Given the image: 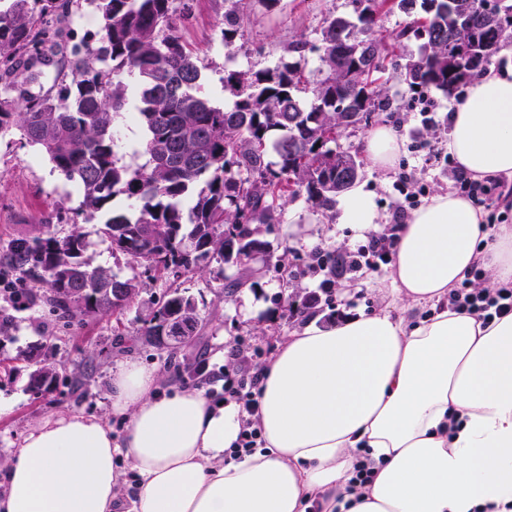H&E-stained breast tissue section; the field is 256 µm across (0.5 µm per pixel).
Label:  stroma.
I'll use <instances>...</instances> for the list:
<instances>
[{
  "label": "stroma",
  "instance_id": "obj_1",
  "mask_svg": "<svg viewBox=\"0 0 512 512\" xmlns=\"http://www.w3.org/2000/svg\"><path fill=\"white\" fill-rule=\"evenodd\" d=\"M226 8L225 0H193L192 15L180 27L184 40L199 57L206 94L222 108L231 107L233 102L224 91L225 71L266 67L291 59V45L316 41L326 16L352 12L350 0H280L272 10L266 9L262 0H242L243 37L239 47L230 51L225 49L222 36ZM465 92L462 86L446 95L433 92L441 110L437 124L426 126L421 122L418 95L398 78H391L384 92L388 107L374 112L369 121L340 138L343 149L361 156L371 127L388 124L398 129L402 148L393 169L375 171L366 166L360 176L376 195L382 222H390L399 197L393 188L399 172L416 171L417 178L408 184L407 191L419 200H427L436 191L452 190L455 164L432 169L426 167L425 158L435 151L447 152V108ZM80 205L74 183L54 171L37 147L20 144L15 134L0 137V246L17 236L35 234L44 226L64 236L78 224L86 235L85 256L91 265L118 278L135 280L140 286L119 324L110 317L67 323L48 308H15L0 298V313L12 319V340L0 349V355L16 358L19 352L41 345L50 336L55 344L54 360L65 365L68 372L87 376L81 400H73L64 384L52 395L39 398L28 388L29 369L25 363L17 361L11 370L0 367V396L15 402L9 413L0 415V460L17 448L22 435L43 418L66 412L104 414L109 406L111 372L124 361L143 362L156 368L166 381L186 384V376L170 365L166 351L147 344L121 345L114 334L118 325L124 333H135L156 304L173 290L192 297L202 318L196 344L178 352L179 363L195 367L205 360L217 374L224 371L225 349L236 341L259 349V357L252 360L257 366L275 355L283 337L305 325L313 322L326 327L336 323L341 312L369 313L382 302L379 281L387 272L383 265L375 270L362 269L353 280L344 282L333 306L318 304L290 315L285 303L288 288L308 295L318 283L307 270L310 254L317 249H350L362 240L349 225L339 223L337 211L318 210L302 196L288 199L279 223L262 231L268 243L270 270L257 287L241 288L232 294L226 287L239 276L235 264L207 260L201 272L158 277L148 266L130 263L125 255L114 252L101 232L99 220H84L79 214Z\"/></svg>",
  "mask_w": 512,
  "mask_h": 512
}]
</instances>
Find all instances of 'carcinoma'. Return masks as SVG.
I'll return each instance as SVG.
<instances>
[{"instance_id": "cac0c4a2", "label": "carcinoma", "mask_w": 512, "mask_h": 512, "mask_svg": "<svg viewBox=\"0 0 512 512\" xmlns=\"http://www.w3.org/2000/svg\"><path fill=\"white\" fill-rule=\"evenodd\" d=\"M224 14V47L242 39L239 3ZM351 0L348 17L328 16L319 43L298 42L291 61L274 67L224 72V91L235 98L224 110L204 91L196 52L178 21L187 0H11L0 10V135L16 129L37 146L53 169L76 183L81 211L105 218L112 250L164 276L194 272L206 259L243 263L229 292L255 286L267 267L250 261L267 250L260 227L279 222L283 202L303 196L328 209L360 178L358 156L335 147L350 127L385 106L383 61L406 42L416 49L395 64L409 88L443 94L457 88L512 42V3L466 0ZM93 7L102 20L98 45L71 44L70 19ZM405 22L391 35L384 17ZM318 55L316 77L307 54ZM55 69L45 88V70ZM137 79L138 123L147 130L145 162H123L113 133L125 111L124 75ZM138 202L137 216L112 213L114 195ZM81 227L66 236L40 231L0 250V271L41 285L12 288L16 305L46 306L60 319L121 316L139 293L131 279L92 268ZM202 318L193 299L178 291L153 311L139 339L166 348L169 360L190 344ZM29 364V388L53 393L70 382L80 398L85 382L40 349L18 356Z\"/></svg>"}]
</instances>
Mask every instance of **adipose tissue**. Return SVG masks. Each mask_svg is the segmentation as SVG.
<instances>
[{
	"mask_svg": "<svg viewBox=\"0 0 512 512\" xmlns=\"http://www.w3.org/2000/svg\"><path fill=\"white\" fill-rule=\"evenodd\" d=\"M365 150L386 171L400 140L378 125ZM448 151L473 178H512V70L454 101ZM339 209L358 233L379 221L360 186ZM477 268L480 287L512 284V225L489 229L467 197L434 194L391 247V302L305 327L261 365L260 448L232 456L235 402L163 392L128 360L108 394L122 438L94 415L39 421L0 463V512H512V313L486 323L448 305Z\"/></svg>",
	"mask_w": 512,
	"mask_h": 512,
	"instance_id": "adipose-tissue-1",
	"label": "adipose tissue"
}]
</instances>
